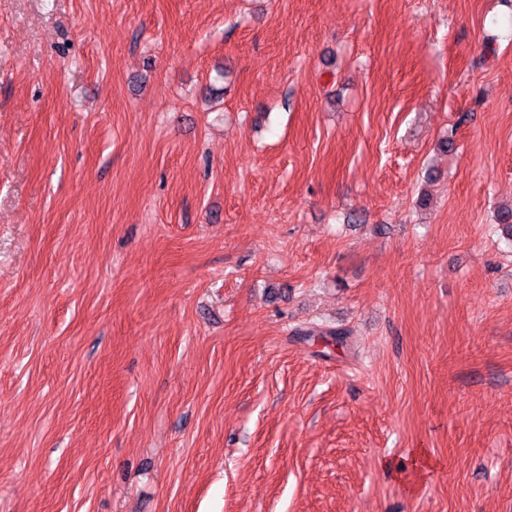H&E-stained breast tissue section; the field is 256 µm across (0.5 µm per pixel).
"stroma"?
I'll list each match as a JSON object with an SVG mask.
<instances>
[{"instance_id": "1", "label": "stroma", "mask_w": 512, "mask_h": 512, "mask_svg": "<svg viewBox=\"0 0 512 512\" xmlns=\"http://www.w3.org/2000/svg\"><path fill=\"white\" fill-rule=\"evenodd\" d=\"M503 204L512 0H0V512H512Z\"/></svg>"}]
</instances>
